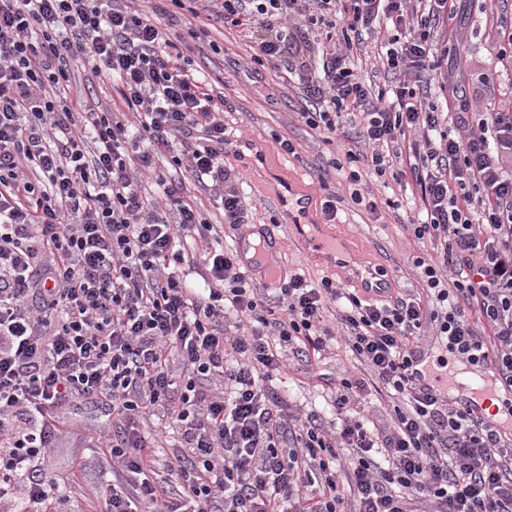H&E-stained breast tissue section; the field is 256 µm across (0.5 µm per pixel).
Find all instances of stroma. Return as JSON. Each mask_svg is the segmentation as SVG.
<instances>
[{
	"label": "stroma",
	"mask_w": 512,
	"mask_h": 512,
	"mask_svg": "<svg viewBox=\"0 0 512 512\" xmlns=\"http://www.w3.org/2000/svg\"><path fill=\"white\" fill-rule=\"evenodd\" d=\"M193 7L208 36L192 47L189 56L194 67L205 72L210 89L224 96V122L235 133L224 161L236 172L235 184L246 197L249 215L247 223L226 224L223 212L211 207L204 191L195 190V200L207 219L223 225L224 238L231 243L275 223L276 213L268 198L277 181L294 183L316 211L325 193L334 192L338 221L328 225V232L345 241L357 265L390 276V296L421 294L415 263L432 253L433 247L429 241L414 238L407 224L415 205V185L383 183L359 162L347 170L335 168L333 162L340 156L336 145L328 143L323 132L310 128L299 114L304 106L299 82L282 83L277 70L253 61L242 34L212 16L207 0H195ZM510 22L512 0H498L490 14L483 12L479 0H473L455 24L466 45L465 60L446 57L445 42L435 46L440 65L424 74L431 103L444 105L448 94L457 90L482 108L512 107V60H496L500 50L497 27ZM283 140L294 145V153L280 149ZM352 170L361 175L355 186L347 179ZM355 190L375 197L381 218H374L365 206L352 200ZM269 263L285 276L297 273L316 283L326 277L342 287H356L352 268L307 256L300 241L285 229L278 234ZM365 375L351 351L334 345L322 352L313 366L291 362L285 373L269 382V396L281 409L311 412L327 421L337 382ZM57 420L60 433L51 452L48 477L68 491V512H96L106 462L94 456L85 441L116 430L112 413L105 401L77 399L58 409Z\"/></svg>",
	"instance_id": "obj_1"
}]
</instances>
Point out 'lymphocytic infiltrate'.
<instances>
[{
  "mask_svg": "<svg viewBox=\"0 0 512 512\" xmlns=\"http://www.w3.org/2000/svg\"><path fill=\"white\" fill-rule=\"evenodd\" d=\"M184 2L133 11L126 0H0V502L55 512L63 493L45 471L56 413L102 396L119 429L92 445L134 482L106 487L99 512H347L334 468L341 448L357 456V512H412L424 501L433 512H512V443L469 398L420 386L415 368L430 332L512 392V174L502 166L512 108L478 112L455 93L442 112L420 87L436 35L468 0H210L250 39L255 62L300 80L311 128L353 140L347 160L413 180V235L438 248L416 263L426 296L379 304L299 275L267 294L185 184L167 178L173 168L209 181L225 223H245L224 165V100L186 54L206 31L190 24L173 38L162 25ZM386 24L393 35L382 36ZM361 32L382 37L395 102L350 65ZM314 33L322 43L310 44ZM78 69L115 80L106 110L68 95ZM197 240L203 260L187 261ZM200 265L199 286L189 274ZM336 339L400 402L374 428L347 379L328 428L268 399L284 350L308 363ZM210 376L223 378V396L197 388ZM156 412L190 450L169 464L176 501L137 427ZM377 447L387 467L374 463ZM308 483L318 491L307 498Z\"/></svg>",
  "mask_w": 512,
  "mask_h": 512,
  "instance_id": "f902f5d3",
  "label": "lymphocytic infiltrate"
}]
</instances>
